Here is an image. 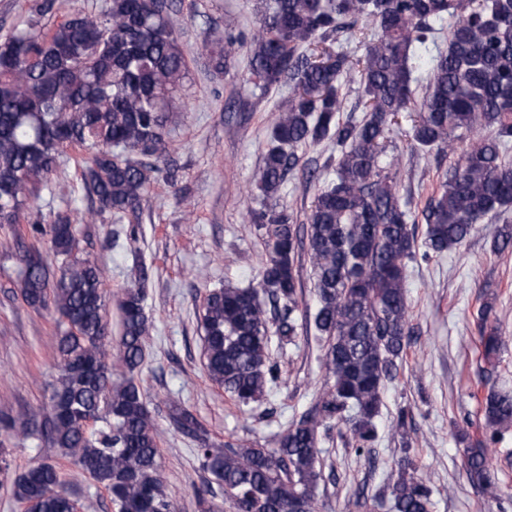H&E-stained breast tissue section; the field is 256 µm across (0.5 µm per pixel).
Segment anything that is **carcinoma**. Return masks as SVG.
<instances>
[{
    "mask_svg": "<svg viewBox=\"0 0 512 512\" xmlns=\"http://www.w3.org/2000/svg\"><path fill=\"white\" fill-rule=\"evenodd\" d=\"M248 39L224 33L206 44L215 67L229 72L236 48L247 49L257 97L283 82L294 90L270 126L255 175L261 206L248 213L266 261L258 285H224L199 310L204 368L238 404L263 402L280 367L272 342H294L298 308L293 218L278 206L295 149L336 143L334 177L315 195L306 217L314 276L313 323L325 341L330 387L294 418L276 446L210 441L206 427L172 402L169 421L197 443V460L233 512H316L322 478L319 435L342 423L356 456L370 454L386 383L402 362L412 328L407 281L416 260L408 202L387 161L390 127L404 112L411 141L457 160L423 211V258L461 245L491 217L512 209V0H263ZM455 18L446 43L439 34ZM347 33L369 39L363 57L332 53L325 44ZM188 62L168 0H106L99 12L76 14L44 32L30 24L0 43V226H8L21 263L19 296L34 310L60 316L54 346L58 374L49 407L27 435L46 438L58 456L110 496L114 512H173L161 474V432L138 373L153 329L146 313L149 269L118 300L120 336L112 345V292L104 271L80 248L86 217L30 206L63 152L82 154L81 178L98 212L136 223L158 163L170 152V112L184 92ZM425 80L419 109L412 84ZM358 86L362 116L341 118L342 87ZM49 237L55 264L39 242ZM493 309L477 316L480 360L496 367L502 345ZM275 332H270V322ZM122 370L112 379V370ZM486 430L468 433L470 483L495 498L499 485L488 450L512 430V393L489 389L482 399ZM0 448V486L20 512H75L58 463L45 458L11 472ZM391 512H432L433 490L409 456L388 486Z\"/></svg>",
    "mask_w": 512,
    "mask_h": 512,
    "instance_id": "obj_1",
    "label": "carcinoma"
}]
</instances>
